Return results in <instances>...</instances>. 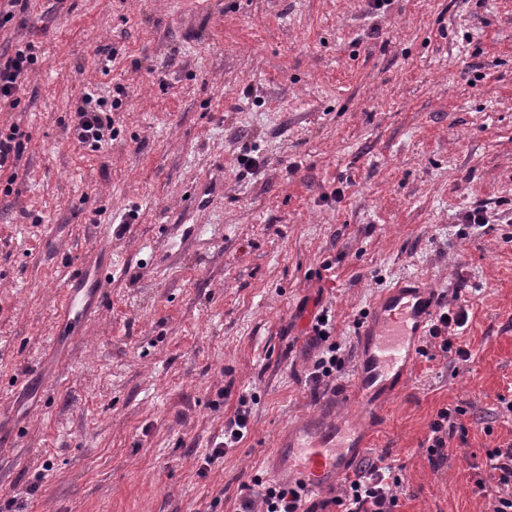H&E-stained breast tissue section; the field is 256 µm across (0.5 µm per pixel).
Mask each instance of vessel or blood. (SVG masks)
Returning <instances> with one entry per match:
<instances>
[{
    "instance_id": "b4317fda",
    "label": "vessel or blood",
    "mask_w": 512,
    "mask_h": 512,
    "mask_svg": "<svg viewBox=\"0 0 512 512\" xmlns=\"http://www.w3.org/2000/svg\"><path fill=\"white\" fill-rule=\"evenodd\" d=\"M108 255V250L96 249L68 265L66 294L54 339L83 337L95 322L102 285L110 274ZM435 311L431 290L414 280L401 282L378 300L369 313L368 342L359 361V395L379 401L393 377L407 375ZM365 448L363 431L324 424L303 427L290 441L285 454L300 457V480L321 491L347 475Z\"/></svg>"
}]
</instances>
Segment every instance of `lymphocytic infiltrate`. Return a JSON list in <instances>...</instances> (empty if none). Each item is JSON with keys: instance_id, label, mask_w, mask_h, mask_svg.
<instances>
[{"instance_id": "f902f5d3", "label": "lymphocytic infiltrate", "mask_w": 512, "mask_h": 512, "mask_svg": "<svg viewBox=\"0 0 512 512\" xmlns=\"http://www.w3.org/2000/svg\"><path fill=\"white\" fill-rule=\"evenodd\" d=\"M37 59L34 42L16 46L11 55L0 53V105L16 107L17 94L26 79L31 65ZM122 105L121 99L105 100L83 94L76 103L67 125L71 139L86 145L91 151L104 149L112 139V112ZM31 141L30 134L19 125L0 127V174H6V184L1 191L12 193L18 179L19 163ZM465 303L444 305L438 308L429 328V342L442 352L454 353L456 361H469L471 354L455 339L468 322ZM315 344L324 346L325 353L313 364L310 377L315 385H331L343 367L336 354V345L330 340L328 320H316L312 326ZM488 466L495 480L491 495L490 512H512V443L493 450L488 456ZM402 491L401 478L393 474L391 466L380 461L369 462L355 479L345 481L331 502L338 512H394ZM304 483L268 484L259 499H246L240 504L241 512H316L305 507Z\"/></svg>"}]
</instances>
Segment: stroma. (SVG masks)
Masks as SVG:
<instances>
[{"label":"stroma","mask_w":512,"mask_h":512,"mask_svg":"<svg viewBox=\"0 0 512 512\" xmlns=\"http://www.w3.org/2000/svg\"><path fill=\"white\" fill-rule=\"evenodd\" d=\"M21 40L38 61L0 112L31 136L0 193V512H236L255 477L287 480L300 425L340 419L401 468L395 512H488L476 481L512 442V0H29L0 52ZM85 92L122 100L100 152L65 134ZM478 205L489 227L462 223ZM56 247L112 252L73 346L52 343ZM407 278L461 289L471 358L427 347L368 417L367 314ZM324 308L345 361L327 389ZM243 395L246 437L205 464ZM456 406L467 438L432 463ZM321 317H324V320H321ZM314 319L315 323L312 326L314 336L312 341L316 345L325 343L326 348L323 349L322 355L314 362L310 377L315 386L320 387L324 385L328 387L336 380V374L341 372L343 362L336 355V342L328 343L331 337L328 311L322 310ZM326 343L328 344L326 345ZM464 414L465 411L458 407L453 409L446 407L438 411L437 419L430 423L426 439L427 451L431 457L436 456L437 459H443V449L447 448L448 441L457 433L460 434V439L464 440L465 428L461 422H458V415L464 416Z\"/></svg>","instance_id":"obj_1"}]
</instances>
